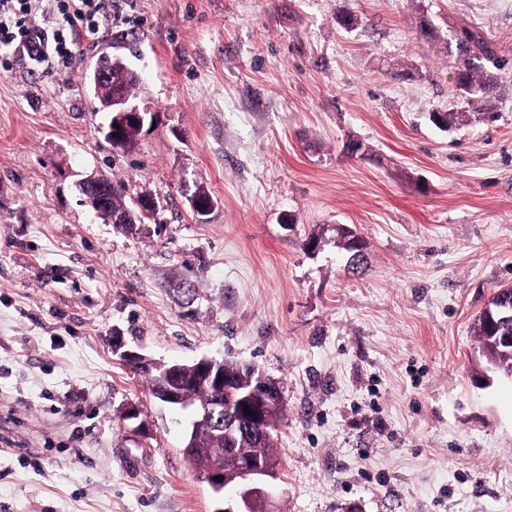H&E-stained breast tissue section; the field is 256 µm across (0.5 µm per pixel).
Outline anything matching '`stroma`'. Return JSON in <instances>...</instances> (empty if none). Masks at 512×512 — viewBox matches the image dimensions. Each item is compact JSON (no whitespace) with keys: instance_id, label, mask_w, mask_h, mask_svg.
<instances>
[{"instance_id":"obj_1","label":"stroma","mask_w":512,"mask_h":512,"mask_svg":"<svg viewBox=\"0 0 512 512\" xmlns=\"http://www.w3.org/2000/svg\"><path fill=\"white\" fill-rule=\"evenodd\" d=\"M120 3L65 70L0 57V512L227 506L118 341L282 383L272 512H512V383L482 376L474 331L512 285V0ZM424 11L505 58L491 102L456 94ZM104 56L155 114L130 151L100 131ZM448 110L450 134L429 121ZM93 173L154 196L156 221L96 216ZM200 194L209 196L210 193L203 188H197ZM198 192H193L187 197V202L190 211L197 221L204 222L206 217L213 211L215 201L213 198H203Z\"/></svg>"}]
</instances>
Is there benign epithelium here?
<instances>
[{"instance_id":"benign-epithelium-1","label":"benign epithelium","mask_w":512,"mask_h":512,"mask_svg":"<svg viewBox=\"0 0 512 512\" xmlns=\"http://www.w3.org/2000/svg\"><path fill=\"white\" fill-rule=\"evenodd\" d=\"M105 83L112 84V92L106 99H96L97 109L108 114L109 119L104 126L106 139L117 149H131V142L138 141L146 125L154 119V113L146 106H141L129 96L122 81L112 77V71L97 66L91 75L93 91ZM83 200L96 215L105 218L109 223L121 228L127 224H135L144 218L156 214L158 204L147 195L132 198L131 206L123 213H112V182L102 174H91L79 183ZM190 211L197 221L203 222L215 208L213 198H203L194 192L187 197ZM124 363L136 369L152 366L154 360L147 356L123 351L120 353ZM219 361L212 358H202L192 364L193 375L190 379L182 378L180 366H174L169 371L161 387L156 393V399L172 407L189 409L194 415L193 424L203 420H215L224 417V430L237 436L244 431L242 421L257 424L263 420L267 404L278 396L279 383L261 372L252 371L251 387L241 390L236 383L223 373L216 371ZM202 383L211 389L213 398L203 404H198L186 395V386ZM249 406L252 413L244 412V406ZM277 466L267 461L261 463L250 457L240 462L237 472V495L241 507L225 508V512H265L268 506V495L263 488V482L274 476ZM203 478L216 494H221L228 484L224 473V463L217 459L212 461L203 473Z\"/></svg>"}]
</instances>
